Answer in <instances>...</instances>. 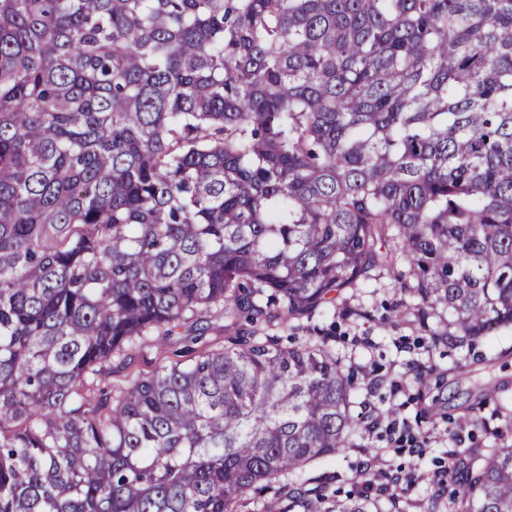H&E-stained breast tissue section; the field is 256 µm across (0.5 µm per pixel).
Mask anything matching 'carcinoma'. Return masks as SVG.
Instances as JSON below:
<instances>
[{
    "mask_svg": "<svg viewBox=\"0 0 512 512\" xmlns=\"http://www.w3.org/2000/svg\"><path fill=\"white\" fill-rule=\"evenodd\" d=\"M398 257L448 346L512 327V0H0V512H235L353 447L329 335L90 391ZM463 472L512 512V446ZM203 330L196 331L191 336H199L196 341L188 343L169 344L165 352L161 353L154 342L145 343L134 353L131 361L127 365H118L113 367L112 375L101 377L98 381L99 387H104L110 383H117L124 379V376L132 373H149L154 370L161 361L162 364H169L174 361H185L202 351L218 350L224 347L227 336H235L236 328L230 325L229 320L221 318L215 320L209 319L207 322L198 326Z\"/></svg>",
    "mask_w": 512,
    "mask_h": 512,
    "instance_id": "cac0c4a2",
    "label": "carcinoma"
}]
</instances>
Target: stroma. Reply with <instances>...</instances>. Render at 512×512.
<instances>
[{
  "label": "stroma",
  "instance_id": "obj_1",
  "mask_svg": "<svg viewBox=\"0 0 512 512\" xmlns=\"http://www.w3.org/2000/svg\"><path fill=\"white\" fill-rule=\"evenodd\" d=\"M404 261L385 269L355 294L339 297L333 308L315 319L332 330L336 352L355 369L357 399L371 398L390 409L410 431L423 433L422 458L395 448L385 424L360 426L354 447L320 460L290 476L278 491L256 500H242L237 512H286L290 496L311 502V512H331L333 505H351L360 497L378 503L383 512H448L447 500H434L432 486L443 478L449 459H463L482 448L512 445V329L480 340L475 350H453L443 340L431 341L419 319L413 297L402 291L399 275ZM236 330L221 318L204 322L197 340L159 350L145 343L129 364L115 367L100 386L132 373H148L158 363L185 361L200 352L221 349ZM494 394L497 406L485 404ZM488 417L482 431L471 424L472 414ZM413 474L408 490L372 489L362 493L363 473ZM325 489L326 502L314 503L316 489Z\"/></svg>",
  "mask_w": 512,
  "mask_h": 512
}]
</instances>
